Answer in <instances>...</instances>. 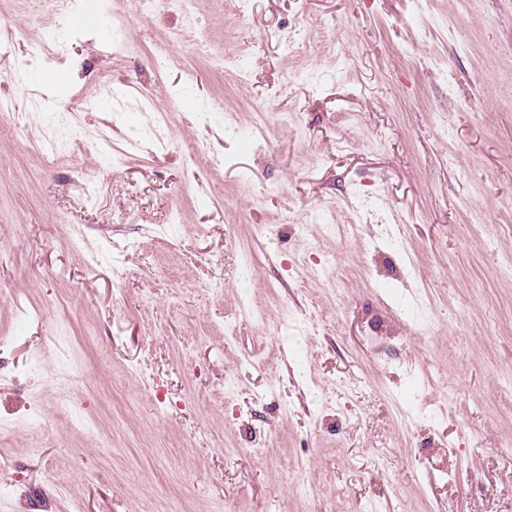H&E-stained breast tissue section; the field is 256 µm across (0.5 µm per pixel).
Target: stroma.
<instances>
[{
  "mask_svg": "<svg viewBox=\"0 0 512 512\" xmlns=\"http://www.w3.org/2000/svg\"><path fill=\"white\" fill-rule=\"evenodd\" d=\"M111 10L0 0V512H512V0Z\"/></svg>",
  "mask_w": 512,
  "mask_h": 512,
  "instance_id": "stroma-1",
  "label": "stroma"
}]
</instances>
